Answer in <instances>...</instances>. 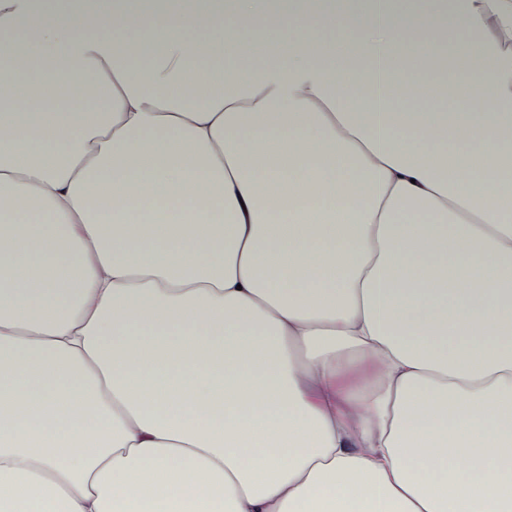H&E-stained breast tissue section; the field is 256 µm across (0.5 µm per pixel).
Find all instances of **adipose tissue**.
Listing matches in <instances>:
<instances>
[{"label": "adipose tissue", "mask_w": 512, "mask_h": 512, "mask_svg": "<svg viewBox=\"0 0 512 512\" xmlns=\"http://www.w3.org/2000/svg\"><path fill=\"white\" fill-rule=\"evenodd\" d=\"M439 4L0 0V512H512V0Z\"/></svg>", "instance_id": "adipose-tissue-1"}]
</instances>
